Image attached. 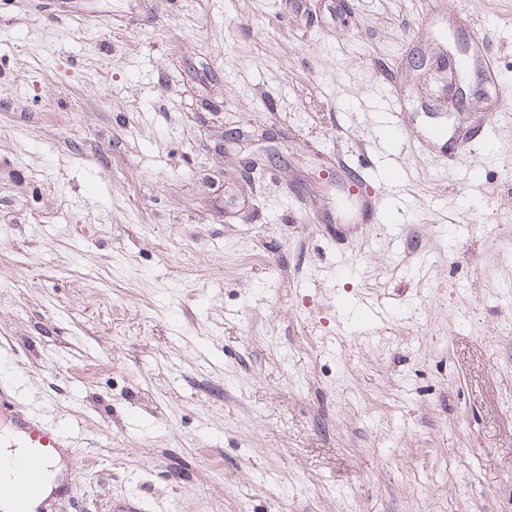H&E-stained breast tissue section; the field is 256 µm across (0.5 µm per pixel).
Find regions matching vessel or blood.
Instances as JSON below:
<instances>
[{
  "label": "vessel or blood",
  "instance_id": "1",
  "mask_svg": "<svg viewBox=\"0 0 512 512\" xmlns=\"http://www.w3.org/2000/svg\"><path fill=\"white\" fill-rule=\"evenodd\" d=\"M6 421L8 452L0 451V499L46 512L50 501L75 486L77 466L66 451L62 428L49 427L0 394V421Z\"/></svg>",
  "mask_w": 512,
  "mask_h": 512
}]
</instances>
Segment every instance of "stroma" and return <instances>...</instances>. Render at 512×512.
<instances>
[{"instance_id":"1","label":"stroma","mask_w":512,"mask_h":512,"mask_svg":"<svg viewBox=\"0 0 512 512\" xmlns=\"http://www.w3.org/2000/svg\"><path fill=\"white\" fill-rule=\"evenodd\" d=\"M509 86L512 0H0V386L67 433L52 512H512Z\"/></svg>"}]
</instances>
